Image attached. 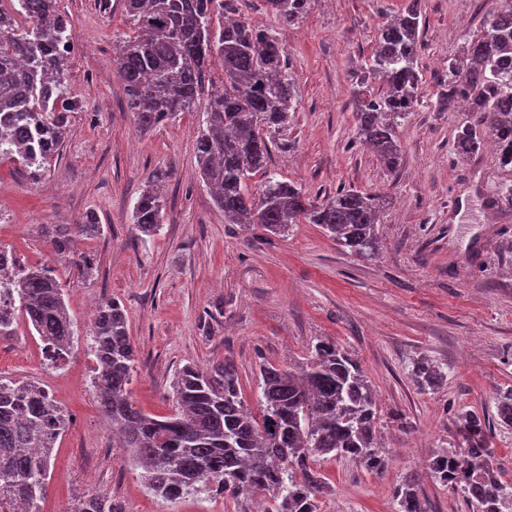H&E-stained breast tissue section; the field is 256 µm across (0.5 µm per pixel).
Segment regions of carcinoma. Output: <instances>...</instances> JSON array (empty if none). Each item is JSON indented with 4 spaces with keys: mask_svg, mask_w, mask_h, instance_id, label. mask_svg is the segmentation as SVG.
Masks as SVG:
<instances>
[{
    "mask_svg": "<svg viewBox=\"0 0 512 512\" xmlns=\"http://www.w3.org/2000/svg\"><path fill=\"white\" fill-rule=\"evenodd\" d=\"M0 6V158L10 156L44 174L60 155L77 102L65 79L74 35L59 0H8ZM278 21L293 25L310 0H266ZM131 25L113 57L126 88L127 110L141 130L199 109L210 62L221 59L224 83L212 91L196 140L199 177L227 224L261 225L283 235L293 224H317L336 246L364 259L378 250V212L382 197L340 191L322 201L277 179L269 169L276 133L288 125L295 89L284 48L273 31L241 20H222L218 0H125ZM29 25L21 27L16 16ZM421 0L403 6L375 37L367 73L385 87L375 96L362 90L355 112L357 135L390 171L402 151L396 136L417 99ZM512 0H504L483 34L467 46L462 61L448 60V90L442 105L461 102L482 114L455 138L458 155L468 156L491 143L503 167H512ZM260 175L254 193L246 181ZM169 172L156 169L131 214L136 230L152 236L164 223L160 185ZM43 236L54 259L86 276L94 261L74 244L103 234L89 212L80 224H45ZM12 253L0 246V284L15 288L20 302L0 313V336H13L18 318L40 336L48 361L65 360L78 335L64 301L58 268L49 262L16 268ZM88 347L97 360L92 383L103 413L112 420L120 447L132 451L144 488L170 503L188 496L222 495L250 512L244 503L258 491L269 495L264 512H319L327 486L315 468L323 459H348L370 472L386 466L376 434L374 393L357 360L339 344L319 339L298 366H260L255 414L241 396L238 366L226 357L205 368L186 365L173 384L175 413L154 418L136 408L131 385L136 350L128 320L114 299L100 303L92 316ZM419 388L435 390L443 368L422 357L411 362ZM499 425L512 427V388L499 394ZM67 419L38 383L0 378V512H42L50 459ZM460 449L434 452L427 465L431 479L461 488L478 512H512V481L501 466L485 417L461 416ZM420 479L406 474L394 492V512H427ZM72 512H119L107 498L92 494Z\"/></svg>",
    "mask_w": 512,
    "mask_h": 512,
    "instance_id": "carcinoma-1",
    "label": "carcinoma"
}]
</instances>
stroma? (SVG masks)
Here are the masks:
<instances>
[{
  "instance_id": "35a3bbf8",
  "label": "stroma",
  "mask_w": 512,
  "mask_h": 512,
  "mask_svg": "<svg viewBox=\"0 0 512 512\" xmlns=\"http://www.w3.org/2000/svg\"><path fill=\"white\" fill-rule=\"evenodd\" d=\"M402 0H312L295 25H280L265 0H243L239 15L276 32L295 85V109L273 133L270 167L313 199L340 190L379 194L381 246L364 259L340 251L315 224L286 235L224 221L201 181L195 141L202 115L181 114L139 132L125 105L112 56L128 34L123 0H60L75 36L67 80L79 108L59 157L41 179L0 159V246L20 265L49 260L41 227L77 224L95 212L103 236L79 242L93 255V278L60 271L80 338L60 368L19 327L0 337V376L39 381L69 419L56 442L43 512H71L97 493L119 512H235L223 498L168 504L146 493L126 449L112 437L91 385L87 349L94 303L124 307L138 355L132 398L144 413L174 412L170 382L184 365L232 358L250 409L258 407L259 367L292 366L329 339L357 359L376 393L378 430L394 463L375 474L346 460L318 462L327 491L321 512H393L402 476L422 473L429 456L460 442L459 419L495 416L512 388V168L495 151L467 157L455 133L477 113L437 104L448 61L479 37L500 0H422L419 89L397 129L402 162L388 171L356 137V91L365 80L378 28ZM171 173L164 224L139 235L131 212L149 175ZM424 357L448 375L422 390L408 366Z\"/></svg>"
}]
</instances>
